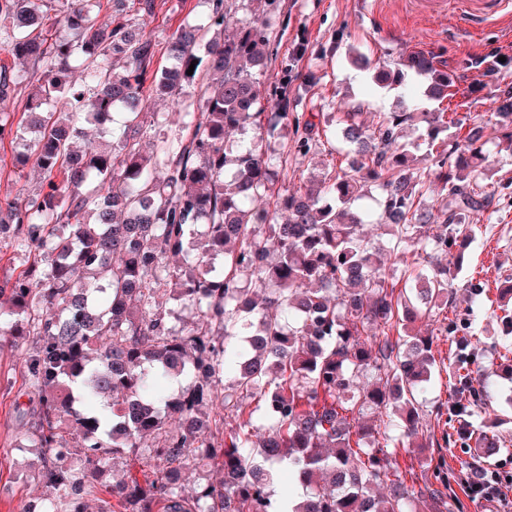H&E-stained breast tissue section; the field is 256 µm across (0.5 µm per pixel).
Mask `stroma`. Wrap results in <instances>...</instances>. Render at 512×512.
Returning a JSON list of instances; mask_svg holds the SVG:
<instances>
[{
  "mask_svg": "<svg viewBox=\"0 0 512 512\" xmlns=\"http://www.w3.org/2000/svg\"><path fill=\"white\" fill-rule=\"evenodd\" d=\"M206 9L201 0H156L153 15L146 19V30L157 41L166 38L184 22ZM282 17L288 27L277 46L279 55L294 57L299 77L288 88L289 100L300 112L314 114L318 144L309 154L288 150V186L296 188L317 171L318 163L346 165L348 158L336 132V114L355 109L366 125H373L380 112L393 111L399 92L371 85L365 72L353 66L348 52L361 53L371 62L391 65L403 55L425 52L444 60L458 74V93L447 102L458 116L480 114L489 106L496 88L512 85V14L500 18L482 33L457 34L447 17H423L411 0H282ZM494 54L508 58L507 67L485 77L464 70L472 58ZM144 110L154 128L143 140L152 148L157 137L178 142L184 136L182 118L170 103L146 98ZM42 174L34 165L19 169L14 165V148L0 145V204L35 194ZM475 240L462 249L463 267L452 282L454 294L445 317L433 316L416 322L422 334L434 337L436 377L426 394V416L417 445L402 454L399 461L413 477L431 475L437 462H445L449 493L461 504L460 512H496L495 506L473 500L464 480L484 459L475 441L446 446L448 409L457 404L467 407L471 425L505 440L506 452L491 469L500 478L512 480V409L505 400L512 396V380L497 376L504 361L502 312L493 301L505 280L512 278V186L498 190L489 207L475 217ZM487 296L482 304L470 300L472 287ZM474 323L479 330L481 373L475 381L492 377L497 391L493 403L472 407L471 397L450 387L448 380L456 368L455 345L444 322ZM35 398L14 348L0 345V512H18L21 502L53 496L52 488L26 478L19 465L35 461L29 446L30 415Z\"/></svg>",
  "mask_w": 512,
  "mask_h": 512,
  "instance_id": "stroma-1",
  "label": "stroma"
}]
</instances>
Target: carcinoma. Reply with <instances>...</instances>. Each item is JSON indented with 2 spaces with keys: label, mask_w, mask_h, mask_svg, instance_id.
<instances>
[{
  "label": "carcinoma",
  "mask_w": 512,
  "mask_h": 512,
  "mask_svg": "<svg viewBox=\"0 0 512 512\" xmlns=\"http://www.w3.org/2000/svg\"><path fill=\"white\" fill-rule=\"evenodd\" d=\"M46 3L0 0V19L16 30L8 52L39 70L18 122L0 117V144L21 145L17 162L43 173L36 195L0 205V233L34 252L33 270L0 282V339L38 390L31 478L57 489L67 512H86L107 463L130 456L147 472L106 489L117 512H454L433 483L409 487L399 463L422 431L418 399L436 364L432 337L408 323L448 307L452 269L429 258L475 238L470 215L496 192L487 145L512 156V86L467 124L448 120L455 79L435 56L375 66L378 87L413 81L400 111L379 114L371 132L359 113L336 114L354 161L290 191L274 146L288 132L289 59L271 111L262 107L280 0H246L245 19L225 0H205L206 12L165 42L163 66L137 23L155 0H108L104 27L93 16L100 0H62L52 34ZM500 65L490 55L469 63L485 75ZM202 66L216 83H203ZM32 77L24 66L0 69V101ZM147 91L186 118L177 147L139 150ZM416 122L427 125L428 170L400 142ZM85 123L112 142L74 164L70 142ZM463 125L464 137L450 132ZM253 126L260 142L231 139ZM313 127L295 116L306 154ZM434 180L436 208L426 205ZM374 189L385 249L364 232L360 201ZM384 250L396 262L423 258L401 269L399 290ZM170 299L201 321L170 325ZM448 331L463 333L454 376L464 387L480 337L471 324ZM368 408L387 420L361 419ZM450 416L458 426L446 443L474 438L488 461L504 449L495 435H474L457 409ZM65 423L77 426L80 447ZM192 462L224 480L185 489ZM283 473L288 485L276 492Z\"/></svg>",
  "instance_id": "1"
}]
</instances>
